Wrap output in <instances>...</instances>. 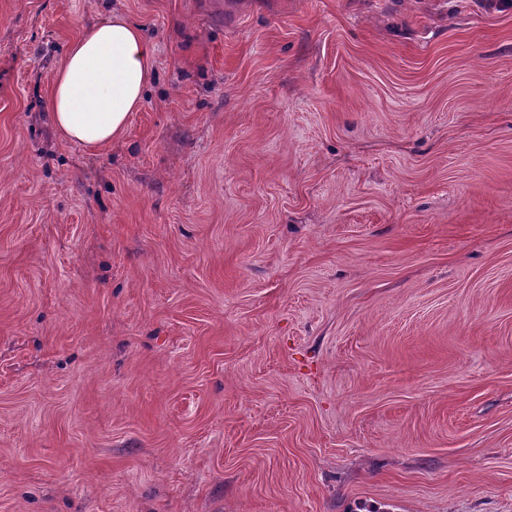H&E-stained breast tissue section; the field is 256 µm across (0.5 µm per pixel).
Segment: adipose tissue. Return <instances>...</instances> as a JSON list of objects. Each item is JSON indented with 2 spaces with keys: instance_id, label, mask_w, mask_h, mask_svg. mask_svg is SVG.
Returning a JSON list of instances; mask_svg holds the SVG:
<instances>
[{
  "instance_id": "ef3b65f1",
  "label": "adipose tissue",
  "mask_w": 512,
  "mask_h": 512,
  "mask_svg": "<svg viewBox=\"0 0 512 512\" xmlns=\"http://www.w3.org/2000/svg\"><path fill=\"white\" fill-rule=\"evenodd\" d=\"M154 53L141 28L119 14L83 30L68 45L49 96L61 138L95 149L120 137L153 80Z\"/></svg>"
}]
</instances>
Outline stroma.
<instances>
[{
	"label": "stroma",
	"mask_w": 512,
	"mask_h": 512,
	"mask_svg": "<svg viewBox=\"0 0 512 512\" xmlns=\"http://www.w3.org/2000/svg\"><path fill=\"white\" fill-rule=\"evenodd\" d=\"M0 512H512V8L0 0ZM154 53L123 15L83 30L68 45L49 96L61 138L95 149L120 137L153 80Z\"/></svg>",
	"instance_id": "stroma-1"
}]
</instances>
